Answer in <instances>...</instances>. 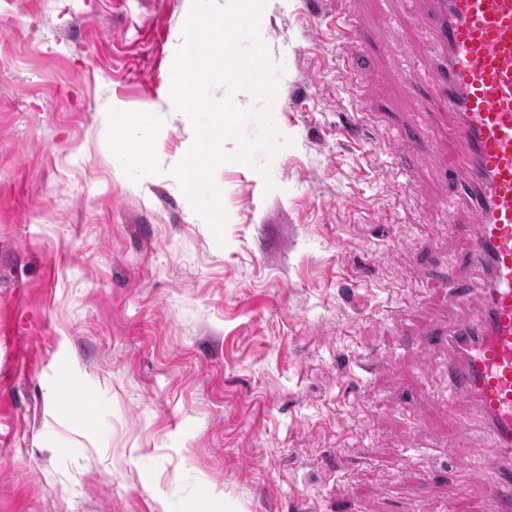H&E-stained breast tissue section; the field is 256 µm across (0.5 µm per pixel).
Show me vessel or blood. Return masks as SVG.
Masks as SVG:
<instances>
[{
	"instance_id": "vessel-or-blood-1",
	"label": "vessel or blood",
	"mask_w": 512,
	"mask_h": 512,
	"mask_svg": "<svg viewBox=\"0 0 512 512\" xmlns=\"http://www.w3.org/2000/svg\"><path fill=\"white\" fill-rule=\"evenodd\" d=\"M426 25L444 61L434 105L457 157L448 233L483 278L475 290L448 270L472 311L448 323V403L466 409L459 429L478 420L497 450L494 478L467 466V486L512 512V0H432Z\"/></svg>"
}]
</instances>
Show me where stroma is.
Segmentation results:
<instances>
[{
    "label": "stroma",
    "mask_w": 512,
    "mask_h": 512,
    "mask_svg": "<svg viewBox=\"0 0 512 512\" xmlns=\"http://www.w3.org/2000/svg\"><path fill=\"white\" fill-rule=\"evenodd\" d=\"M191 5L0 0V512H479L448 461L490 438L422 349L467 313L452 150L401 81L437 66L430 0H266L278 150L216 169L219 239L170 174Z\"/></svg>",
    "instance_id": "stroma-1"
}]
</instances>
